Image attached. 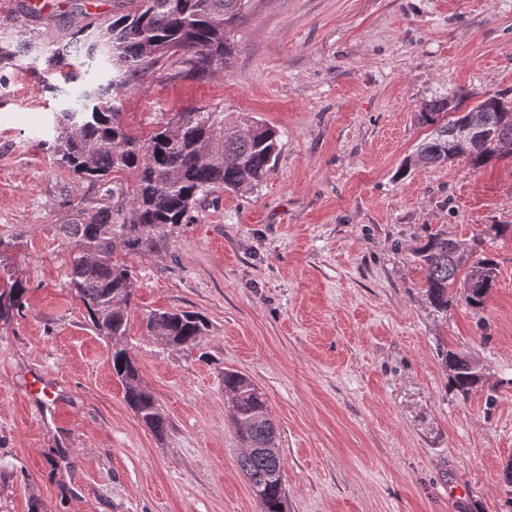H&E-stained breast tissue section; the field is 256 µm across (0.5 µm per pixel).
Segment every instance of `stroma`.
<instances>
[{
  "label": "stroma",
  "instance_id": "35a3bbf8",
  "mask_svg": "<svg viewBox=\"0 0 512 512\" xmlns=\"http://www.w3.org/2000/svg\"><path fill=\"white\" fill-rule=\"evenodd\" d=\"M0 0V22L53 39L111 18L112 0ZM72 80L20 61L0 84V265L27 286L0 320V512H259L221 373L249 376L278 430L288 512H512V235L482 308L436 311L413 250L432 230L512 225V163L399 175L430 131L417 115L461 89L512 95V0H256L231 69H172L121 93L143 138L176 113H244L279 153L249 194L221 190L157 254L131 258L127 347L168 421L144 427L68 286L59 226L85 184L40 146ZM203 314L191 350L143 336L150 310ZM464 352L481 389L448 386ZM58 406L29 397L32 375Z\"/></svg>",
  "mask_w": 512,
  "mask_h": 512
}]
</instances>
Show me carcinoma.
Here are the masks:
<instances>
[{"label": "carcinoma", "mask_w": 512, "mask_h": 512, "mask_svg": "<svg viewBox=\"0 0 512 512\" xmlns=\"http://www.w3.org/2000/svg\"><path fill=\"white\" fill-rule=\"evenodd\" d=\"M254 0H112V17L52 43L48 66L63 69L71 49H85L89 61L104 66L105 82H88L73 102L52 113L41 145L63 167L95 192L77 202L61 230L67 244L69 285L96 330L112 340V371L123 399L153 433L168 427L154 396L143 383L127 349L135 271L126 258L162 250L168 236L188 222L201 196L217 189L242 194L264 181L278 151L279 135L249 115L232 120L222 112H180L145 139L131 136L115 101L136 80L176 67L203 78L229 67L237 54L236 32L251 16ZM45 37L31 29L0 36V72L17 57L38 51ZM112 92V100L104 97ZM467 95L457 90L433 97L419 113L431 127L400 172L458 162L479 172L512 156V103L493 94L462 109ZM483 239L450 238L437 230L415 250L424 270L423 293L437 311H447L458 289L479 309L498 278V261L480 248ZM27 287L14 279L0 293V318L23 307ZM146 336L172 347H192L208 330L194 311L152 310L142 319ZM448 384L467 397L478 390L481 374L452 350L442 352ZM224 396L236 435L246 451L239 466L249 479L259 512H282L286 492L276 427L264 394L246 375L224 372Z\"/></svg>", "instance_id": "cac0c4a2"}]
</instances>
